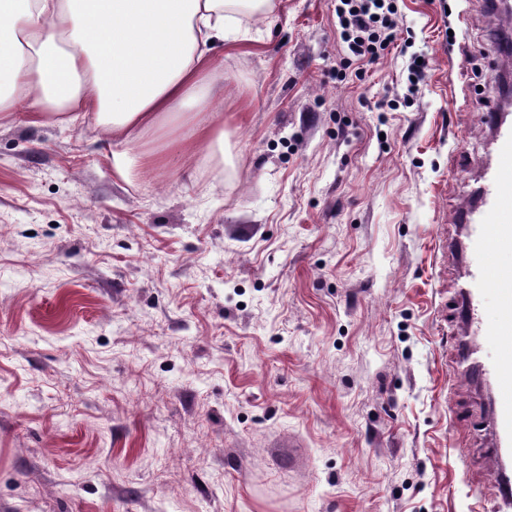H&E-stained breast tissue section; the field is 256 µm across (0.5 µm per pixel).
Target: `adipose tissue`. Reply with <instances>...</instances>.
<instances>
[{
  "label": "adipose tissue",
  "instance_id": "adipose-tissue-1",
  "mask_svg": "<svg viewBox=\"0 0 512 512\" xmlns=\"http://www.w3.org/2000/svg\"><path fill=\"white\" fill-rule=\"evenodd\" d=\"M242 0H0V121L92 117L112 167H166L176 125L224 144V115L208 112L221 64L212 43L238 23Z\"/></svg>",
  "mask_w": 512,
  "mask_h": 512
}]
</instances>
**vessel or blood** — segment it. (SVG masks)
<instances>
[{"label": "vessel or blood", "mask_w": 512, "mask_h": 512, "mask_svg": "<svg viewBox=\"0 0 512 512\" xmlns=\"http://www.w3.org/2000/svg\"><path fill=\"white\" fill-rule=\"evenodd\" d=\"M494 130L496 162L476 190V206L466 208L467 277L459 285L462 322L484 345L463 342L464 377L488 385L496 440L494 469L498 496L512 512V118L485 113ZM493 302L496 319L487 324L483 308Z\"/></svg>", "instance_id": "vessel-or-blood-1"}]
</instances>
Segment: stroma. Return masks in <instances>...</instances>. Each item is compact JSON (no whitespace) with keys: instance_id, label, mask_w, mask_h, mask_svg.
Masks as SVG:
<instances>
[{"instance_id":"stroma-1","label":"stroma","mask_w":512,"mask_h":512,"mask_svg":"<svg viewBox=\"0 0 512 512\" xmlns=\"http://www.w3.org/2000/svg\"><path fill=\"white\" fill-rule=\"evenodd\" d=\"M335 5L218 42L222 167L188 133L124 180L94 121L0 126V512H497L452 285L502 22L399 0L367 64Z\"/></svg>"}]
</instances>
